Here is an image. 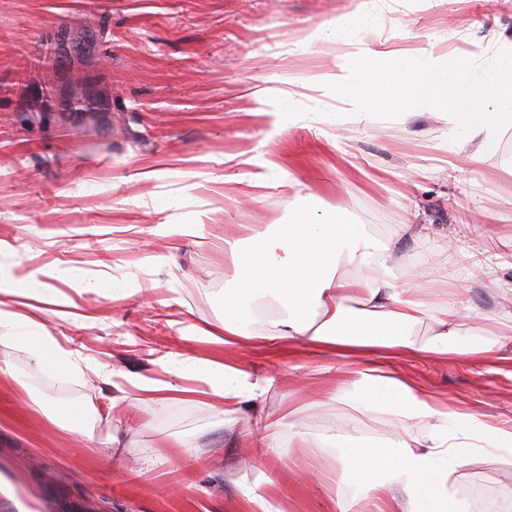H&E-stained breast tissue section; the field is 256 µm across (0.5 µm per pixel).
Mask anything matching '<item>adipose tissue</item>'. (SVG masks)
<instances>
[{
  "instance_id": "ef3b65f1",
  "label": "adipose tissue",
  "mask_w": 512,
  "mask_h": 512,
  "mask_svg": "<svg viewBox=\"0 0 512 512\" xmlns=\"http://www.w3.org/2000/svg\"><path fill=\"white\" fill-rule=\"evenodd\" d=\"M238 276L224 291V319L217 330L206 331L207 341L234 345L257 338L247 311L269 299L280 308L271 325L272 338L292 346L305 344L339 358L367 357L365 366L352 369L344 386L351 406L373 405L407 421L426 423L423 438L400 439L394 448L351 444L340 450L347 487L336 492L338 512H467L457 485L467 475L475 452L489 462L512 463V425L449 409L426 397L412 382L383 370L384 361L408 352L463 357L482 362L493 348L512 344V311L503 313L496 339L485 336L483 319L456 302L434 309L393 273L389 255L362 229L344 219L318 221L315 207L299 209L294 219L251 250L225 241ZM359 268L360 276L338 274L339 266ZM50 271L42 267L11 276L10 285L30 299L26 311L0 309V378H14L9 352L26 350L40 367L77 368L80 356L60 346L40 321L39 307L53 291L46 283ZM433 325L429 340H418L413 328ZM210 395L225 412L263 398L275 377L255 378L238 364L205 361Z\"/></svg>"
}]
</instances>
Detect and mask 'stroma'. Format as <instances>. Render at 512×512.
Wrapping results in <instances>:
<instances>
[{
  "label": "stroma",
  "mask_w": 512,
  "mask_h": 512,
  "mask_svg": "<svg viewBox=\"0 0 512 512\" xmlns=\"http://www.w3.org/2000/svg\"><path fill=\"white\" fill-rule=\"evenodd\" d=\"M0 0V268H25L29 246L55 276L41 320L62 346L112 367L61 374L11 351L0 381V512H255L239 493L262 474L281 512H336L338 448L422 436L418 422L335 398L347 364L295 345L228 348L200 330L224 317L237 267L225 238L249 249L316 197L378 235L417 297L480 313L487 330L512 307V127L485 150L461 145L431 107L392 120L351 115L317 84L370 49L424 50L479 64L512 37V0ZM65 86L95 97L66 117ZM290 89L310 116L271 134L257 88ZM483 271H474L475 261ZM243 364L279 387L257 408L209 407L190 359ZM390 372L487 420L512 423V345L483 363L411 353ZM144 376L179 386L156 396ZM42 398L47 414L23 407ZM282 425L279 454L240 448L256 413ZM96 411L95 444L53 421L65 405ZM307 442L288 438L293 427ZM466 486L512 492V465L473 456Z\"/></svg>",
  "instance_id": "1"
}]
</instances>
